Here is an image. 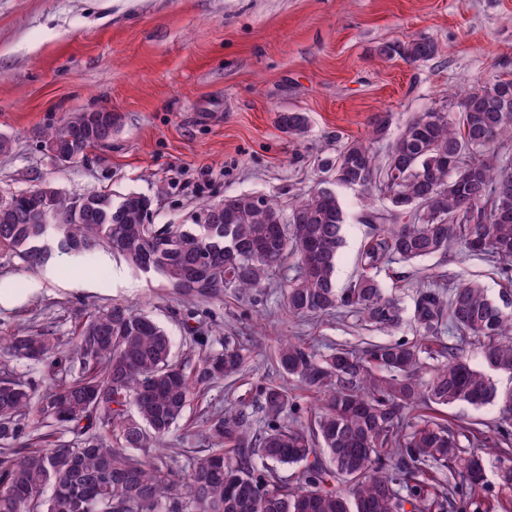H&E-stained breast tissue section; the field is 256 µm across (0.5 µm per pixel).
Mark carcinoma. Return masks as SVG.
<instances>
[{
    "label": "carcinoma",
    "mask_w": 512,
    "mask_h": 512,
    "mask_svg": "<svg viewBox=\"0 0 512 512\" xmlns=\"http://www.w3.org/2000/svg\"><path fill=\"white\" fill-rule=\"evenodd\" d=\"M438 53L426 36L379 48L410 63ZM278 122L290 137L307 133L302 112H282ZM120 124L104 112L86 129L83 113H69L42 133V146L84 155ZM391 125L392 114L379 113L369 138L320 159V179L286 210L272 196L260 207L250 195L226 196L200 206L205 224L158 225L139 193L92 190L76 211L61 191L50 199L38 188L11 192L0 257L27 269L57 252L105 250L209 301L261 291L290 259L289 315L350 313L388 334L403 308L381 273L413 283L416 295L411 340L322 353L281 340L279 368L320 401L313 421H302L288 388L262 385V426L236 405L213 412L200 433L207 448L181 473L161 449L196 396L243 370V343L226 338L217 348L201 332L198 362L187 369L155 318L122 302L79 317L65 342L38 327L0 336V512H492L476 496L483 459L465 449L512 455V389L489 375L512 373V77L422 112L390 138ZM383 140L380 152L374 144ZM333 184L365 194L359 221L371 225L345 288L334 280L346 216ZM453 250L492 263L509 287L492 299L477 280L462 276L449 288L413 269ZM455 336L476 339L482 366L450 342ZM19 365L42 373L26 378ZM488 404L500 412L491 436L448 417L459 405ZM277 465L300 467L296 483L282 482Z\"/></svg>",
    "instance_id": "obj_1"
}]
</instances>
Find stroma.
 <instances>
[{
  "mask_svg": "<svg viewBox=\"0 0 512 512\" xmlns=\"http://www.w3.org/2000/svg\"><path fill=\"white\" fill-rule=\"evenodd\" d=\"M427 36L439 55L424 63L387 59L381 44ZM512 75V0H0V190L42 180L60 191L135 192L153 201L156 224H187L205 203L273 196L289 206L314 184L336 143L365 136L370 117L401 126L418 113L496 76ZM107 109L122 118L107 144L71 165L53 163L41 134L65 114ZM302 112L300 141L278 123ZM347 220L336 268L346 287L369 227L364 199L340 186ZM426 272L477 275L491 296L504 283L493 264L430 258ZM42 269L0 259V335L26 325L70 335L79 313L114 301L151 312L194 361L191 331H219L250 347L242 375L212 385L190 421L244 400L260 385L286 384L274 357L279 339L322 349L380 340L354 317L297 320L279 288L225 293L210 304L179 300L161 277L103 251L58 254Z\"/></svg>",
  "mask_w": 512,
  "mask_h": 512,
  "instance_id": "stroma-1",
  "label": "stroma"
}]
</instances>
